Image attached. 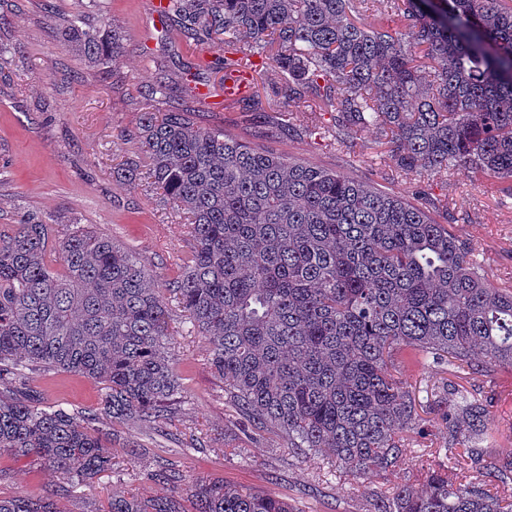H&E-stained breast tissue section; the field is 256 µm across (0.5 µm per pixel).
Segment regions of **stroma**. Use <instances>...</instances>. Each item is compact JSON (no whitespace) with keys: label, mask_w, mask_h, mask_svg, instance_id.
Wrapping results in <instances>:
<instances>
[{"label":"stroma","mask_w":512,"mask_h":512,"mask_svg":"<svg viewBox=\"0 0 512 512\" xmlns=\"http://www.w3.org/2000/svg\"><path fill=\"white\" fill-rule=\"evenodd\" d=\"M86 0H0V45L21 48L19 56L0 57V224H11L23 211L42 215L61 228L79 227L106 234L129 248L164 278L177 270L190 248L186 224L171 208L151 198L144 175L114 177L129 158L139 155L137 138L144 112L143 93L156 78L179 82L182 65L196 55L180 38L165 37L155 22L151 0H102L101 10ZM89 25L107 24L125 36V52L109 72L81 61L65 48L62 30L76 13ZM199 88L211 103H184L198 125L219 128L255 146L269 147L293 159L366 180L409 197L425 189L429 199L447 200L458 218L460 238L492 285L512 282V201L471 181L463 172L447 179L404 173L383 155L374 130L362 132L354 161L330 148L311 122L310 104L282 105L275 73L265 69L257 89L270 109L241 111L224 94V74L201 69ZM275 137H267L271 126ZM172 369L181 385V420L173 425L138 422L113 427L116 448L143 452L142 464L120 458L92 484H66L62 474L33 459L0 455V497L37 498L60 490L62 512L105 508L113 495H165L166 485L147 479L145 464L175 463L188 479L221 478L287 498L295 512H368L371 494L389 491L378 475L355 479L337 472L318 456L304 457L282 438L244 431L242 419L224 399V383L207 361L205 340L193 333L179 311L170 315ZM396 370L411 385L426 441L409 437L397 472L418 477L426 447H443L447 436L434 425L428 399L431 388L452 382L473 389L475 382L447 365L419 366L398 360ZM45 406L66 410L97 408L98 383L73 374L33 375ZM496 427L486 444L489 455L512 448V378L501 377Z\"/></svg>","instance_id":"stroma-1"}]
</instances>
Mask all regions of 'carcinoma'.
<instances>
[{
  "label": "carcinoma",
  "mask_w": 512,
  "mask_h": 512,
  "mask_svg": "<svg viewBox=\"0 0 512 512\" xmlns=\"http://www.w3.org/2000/svg\"><path fill=\"white\" fill-rule=\"evenodd\" d=\"M168 0L170 32L199 48L224 44V68L270 60L285 102L329 115L327 132L356 153L380 133L405 172L459 170L512 198V0ZM68 50L108 68L123 36L75 18ZM161 77L139 131L146 177L185 217L192 239L179 274L161 279L112 237L59 234L34 213L0 226V455L89 483L112 470L107 422L178 420L171 367L172 309L207 341L224 397L254 429L312 451L354 477L395 472L416 398L391 371L406 355L448 363L489 385L435 393L444 456L473 480L454 485L422 466L376 496L374 512H512V448L486 458L476 443L495 416L494 376L512 373V284L494 287L420 193L411 200L336 171L291 160L221 129L203 128L178 101L198 87ZM74 373L104 386L99 412L42 405L29 372ZM456 395L448 404V395ZM147 475L170 493L112 496L86 512H293L252 486L176 468ZM55 493L0 498V512H58Z\"/></svg>",
  "instance_id": "1"
}]
</instances>
